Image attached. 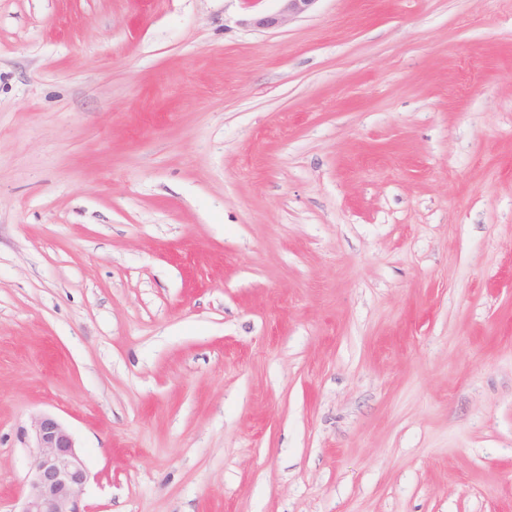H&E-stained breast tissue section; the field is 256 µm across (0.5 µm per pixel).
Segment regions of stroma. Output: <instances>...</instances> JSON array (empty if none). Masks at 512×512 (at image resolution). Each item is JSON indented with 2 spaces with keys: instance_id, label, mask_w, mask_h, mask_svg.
Segmentation results:
<instances>
[{
  "instance_id": "1",
  "label": "stroma",
  "mask_w": 512,
  "mask_h": 512,
  "mask_svg": "<svg viewBox=\"0 0 512 512\" xmlns=\"http://www.w3.org/2000/svg\"><path fill=\"white\" fill-rule=\"evenodd\" d=\"M0 0V512H512V0ZM280 10L271 15L253 18L250 22L257 28H275L312 10L318 0H280ZM25 435L30 460L17 512H84L80 503L89 471L69 429L53 414L41 413Z\"/></svg>"
}]
</instances>
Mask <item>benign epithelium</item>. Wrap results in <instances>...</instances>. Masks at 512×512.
Wrapping results in <instances>:
<instances>
[{
    "label": "benign epithelium",
    "instance_id": "obj_1",
    "mask_svg": "<svg viewBox=\"0 0 512 512\" xmlns=\"http://www.w3.org/2000/svg\"><path fill=\"white\" fill-rule=\"evenodd\" d=\"M280 10L256 17L257 28H275L312 10L319 0H281ZM29 467L18 512H83L89 481L84 457L69 429L54 415L41 413L26 433Z\"/></svg>",
    "mask_w": 512,
    "mask_h": 512
}]
</instances>
